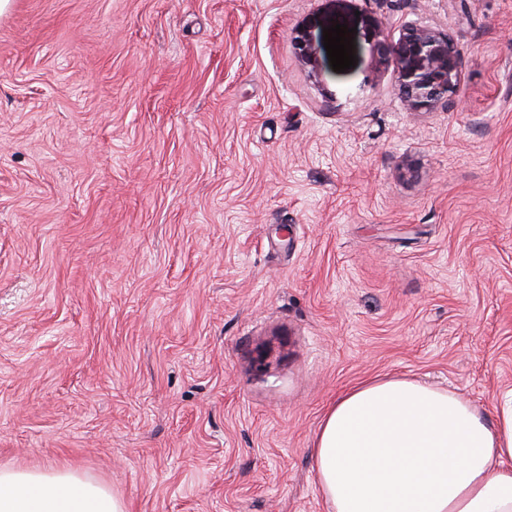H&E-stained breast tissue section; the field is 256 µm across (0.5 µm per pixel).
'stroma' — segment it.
Listing matches in <instances>:
<instances>
[{
	"label": "stroma",
	"mask_w": 512,
	"mask_h": 512,
	"mask_svg": "<svg viewBox=\"0 0 512 512\" xmlns=\"http://www.w3.org/2000/svg\"><path fill=\"white\" fill-rule=\"evenodd\" d=\"M457 4L12 0L0 467L72 469L127 512H327L313 440L343 388L409 376L490 414L512 0ZM410 24L462 49L458 109L405 110L374 46Z\"/></svg>",
	"instance_id": "stroma-1"
}]
</instances>
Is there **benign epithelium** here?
Listing matches in <instances>:
<instances>
[{
	"label": "benign epithelium",
	"instance_id": "1",
	"mask_svg": "<svg viewBox=\"0 0 512 512\" xmlns=\"http://www.w3.org/2000/svg\"><path fill=\"white\" fill-rule=\"evenodd\" d=\"M376 51L396 67L406 111L428 112L455 105L463 55L448 33L432 26L409 25L396 41L382 36Z\"/></svg>",
	"mask_w": 512,
	"mask_h": 512
}]
</instances>
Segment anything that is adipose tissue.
I'll use <instances>...</instances> for the list:
<instances>
[{
	"label": "adipose tissue",
	"instance_id": "ef3b65f1",
	"mask_svg": "<svg viewBox=\"0 0 512 512\" xmlns=\"http://www.w3.org/2000/svg\"><path fill=\"white\" fill-rule=\"evenodd\" d=\"M327 512H512V389L486 416L406 376L344 390L313 446ZM0 512H125L105 484L60 469L0 468Z\"/></svg>",
	"mask_w": 512,
	"mask_h": 512
}]
</instances>
